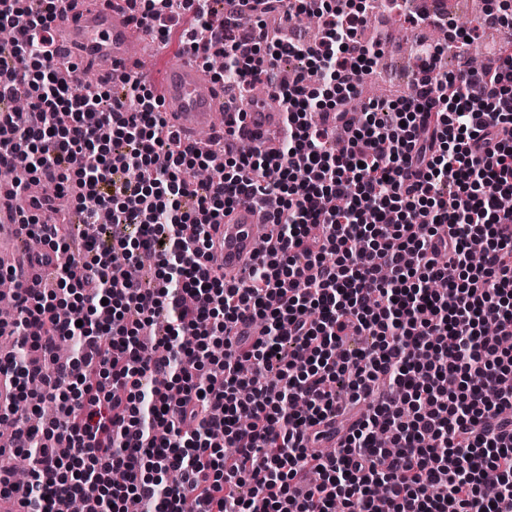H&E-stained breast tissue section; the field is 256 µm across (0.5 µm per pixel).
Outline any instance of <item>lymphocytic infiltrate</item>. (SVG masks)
I'll return each mask as SVG.
<instances>
[{
    "instance_id": "lymphocytic-infiltrate-1",
    "label": "lymphocytic infiltrate",
    "mask_w": 512,
    "mask_h": 512,
    "mask_svg": "<svg viewBox=\"0 0 512 512\" xmlns=\"http://www.w3.org/2000/svg\"><path fill=\"white\" fill-rule=\"evenodd\" d=\"M59 0H0V173L19 192L46 181L72 195L83 223L109 213L107 247L69 222L31 217L28 234L54 253L53 284L20 288L18 335L52 356L64 338L77 358L8 364L16 397L1 418L31 441L23 512L82 499L88 512H512V51L485 68L436 74L418 52L415 96L349 104L380 45L361 38L368 8L349 0H267L290 20L321 21L317 41L272 40L265 25L237 37L239 0H179L193 23L183 45L224 56L214 82L238 93L266 85L284 112L278 146H224L207 185L184 180L207 153L167 126L154 88L137 76L74 95L46 49ZM144 31L166 41L168 0H127ZM283 58L319 75L277 78ZM352 127L348 149L330 144ZM141 168L155 169L146 183ZM278 208L267 246L229 284L209 264L210 231L242 201ZM454 279H447L448 268ZM447 279L445 292L432 284ZM71 317L56 320L58 301ZM165 334L152 338L157 315ZM260 320L262 337L236 332ZM364 333L369 348L347 338ZM53 418L29 425L30 379ZM182 392L170 402L167 388ZM372 401L339 448L311 454L342 402ZM387 433L391 449L376 447ZM225 453H218V445Z\"/></svg>"
}]
</instances>
